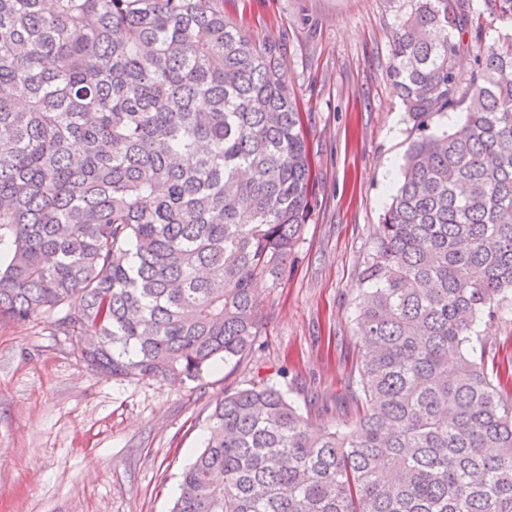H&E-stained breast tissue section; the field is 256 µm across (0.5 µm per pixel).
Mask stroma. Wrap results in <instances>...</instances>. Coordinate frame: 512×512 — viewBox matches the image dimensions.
<instances>
[{"label":"stroma","mask_w":512,"mask_h":512,"mask_svg":"<svg viewBox=\"0 0 512 512\" xmlns=\"http://www.w3.org/2000/svg\"><path fill=\"white\" fill-rule=\"evenodd\" d=\"M411 0H224V17L281 49L303 115L309 214L287 274L259 282L261 334L195 382L115 383L49 323L0 321V512H171L226 389L279 377L317 425L351 419L355 304L416 133L393 85ZM487 365L512 368V312L483 324Z\"/></svg>","instance_id":"35a3bbf8"}]
</instances>
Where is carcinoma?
<instances>
[{
    "mask_svg": "<svg viewBox=\"0 0 512 512\" xmlns=\"http://www.w3.org/2000/svg\"><path fill=\"white\" fill-rule=\"evenodd\" d=\"M44 2L0 0V320L115 382H194L251 351L308 214L280 50L223 0ZM393 55L416 137L361 272L355 418L314 425L271 377L225 391L171 512H512V373L477 330L512 306V33L413 0Z\"/></svg>",
    "mask_w": 512,
    "mask_h": 512,
    "instance_id": "1",
    "label": "carcinoma"
}]
</instances>
